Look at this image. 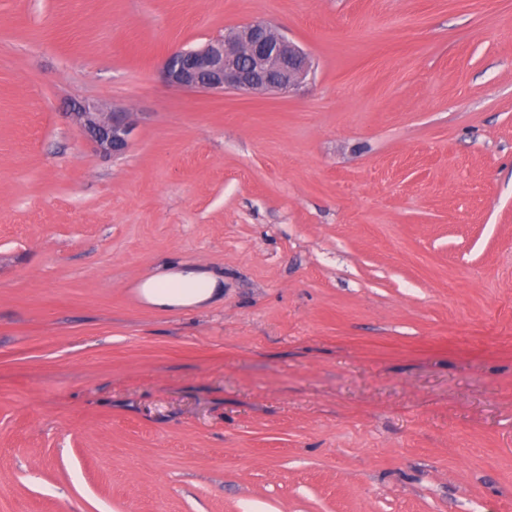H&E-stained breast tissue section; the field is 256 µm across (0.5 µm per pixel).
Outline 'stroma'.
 Returning a JSON list of instances; mask_svg holds the SVG:
<instances>
[{
  "instance_id": "1",
  "label": "stroma",
  "mask_w": 512,
  "mask_h": 512,
  "mask_svg": "<svg viewBox=\"0 0 512 512\" xmlns=\"http://www.w3.org/2000/svg\"><path fill=\"white\" fill-rule=\"evenodd\" d=\"M250 20L298 92L164 81ZM0 512H512V0H0ZM70 114L100 152L114 157L128 148L135 128L131 113L114 110L109 113L98 112L94 105L84 104ZM217 284L218 279L209 272L176 267L160 277L146 280L141 288L148 302L160 309H169L215 300L221 294Z\"/></svg>"
}]
</instances>
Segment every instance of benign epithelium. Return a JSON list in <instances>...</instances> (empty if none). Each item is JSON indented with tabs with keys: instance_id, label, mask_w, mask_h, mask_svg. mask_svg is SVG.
<instances>
[{
	"instance_id": "7a95c632",
	"label": "benign epithelium",
	"mask_w": 512,
	"mask_h": 512,
	"mask_svg": "<svg viewBox=\"0 0 512 512\" xmlns=\"http://www.w3.org/2000/svg\"><path fill=\"white\" fill-rule=\"evenodd\" d=\"M311 72L309 55L264 20L227 30L200 47L172 52L162 65L164 80L173 87L246 95L287 94ZM72 117L100 152L118 156L128 148L135 128L130 113H104L84 104Z\"/></svg>"
}]
</instances>
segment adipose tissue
<instances>
[{
  "label": "adipose tissue",
  "mask_w": 512,
  "mask_h": 512,
  "mask_svg": "<svg viewBox=\"0 0 512 512\" xmlns=\"http://www.w3.org/2000/svg\"><path fill=\"white\" fill-rule=\"evenodd\" d=\"M142 293L152 305L169 309L207 303L218 298L221 291L213 274L176 267L162 276L146 280Z\"/></svg>",
  "instance_id": "ef3b65f1"
}]
</instances>
